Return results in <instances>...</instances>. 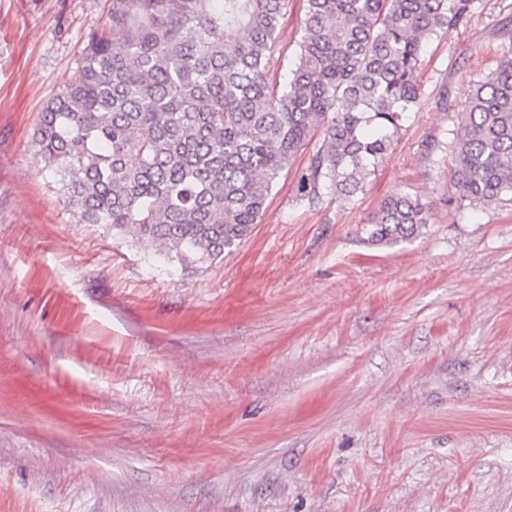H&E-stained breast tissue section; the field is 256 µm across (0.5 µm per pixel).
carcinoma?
<instances>
[{"label": "carcinoma", "mask_w": 512, "mask_h": 512, "mask_svg": "<svg viewBox=\"0 0 512 512\" xmlns=\"http://www.w3.org/2000/svg\"><path fill=\"white\" fill-rule=\"evenodd\" d=\"M287 2L109 0L32 137L80 221L186 269L222 261L318 132L302 199L363 190L420 102L428 43L465 24L471 0H306L277 86L268 73ZM451 151L460 198L490 205L512 194V58L476 85ZM428 223L425 203L395 194L365 233L392 245Z\"/></svg>", "instance_id": "cac0c4a2"}]
</instances>
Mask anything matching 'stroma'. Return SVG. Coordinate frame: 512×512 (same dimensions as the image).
Segmentation results:
<instances>
[{"label": "stroma", "mask_w": 512, "mask_h": 512, "mask_svg": "<svg viewBox=\"0 0 512 512\" xmlns=\"http://www.w3.org/2000/svg\"><path fill=\"white\" fill-rule=\"evenodd\" d=\"M103 3L0 0V512H512V200H461L451 155L512 0L430 41L363 191L302 200L312 140L197 269L78 223L32 146ZM397 193L429 224L368 243Z\"/></svg>", "instance_id": "obj_1"}]
</instances>
